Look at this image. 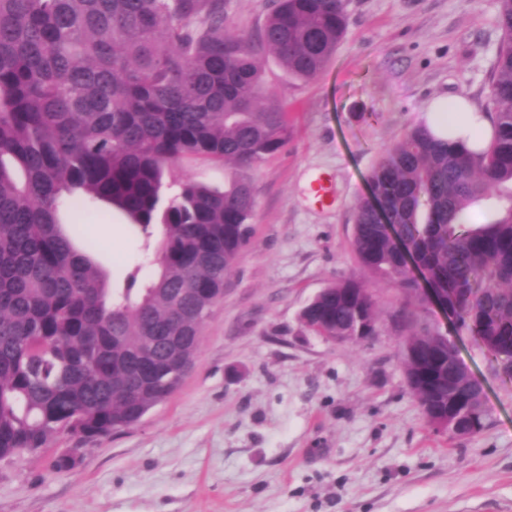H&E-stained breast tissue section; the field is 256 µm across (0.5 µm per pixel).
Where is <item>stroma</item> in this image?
Wrapping results in <instances>:
<instances>
[{
  "instance_id": "obj_1",
  "label": "stroma",
  "mask_w": 512,
  "mask_h": 512,
  "mask_svg": "<svg viewBox=\"0 0 512 512\" xmlns=\"http://www.w3.org/2000/svg\"><path fill=\"white\" fill-rule=\"evenodd\" d=\"M347 30L316 78L265 56V85L288 110L287 147L252 169L249 247L224 277L182 386L137 425L0 461V512H512V380L486 348L431 305L426 322L454 344L483 388L474 435L429 426L409 391L394 322L404 296L353 253L354 216L383 152L425 121L437 97L485 108L503 33L498 0H345ZM333 194L316 203L311 181ZM76 243L114 285L151 273L160 234L144 237L98 202L68 206ZM355 279L370 288L374 336L308 330L306 303ZM78 450L75 466L54 458Z\"/></svg>"
}]
</instances>
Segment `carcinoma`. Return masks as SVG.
I'll return each instance as SVG.
<instances>
[{
	"label": "carcinoma",
	"mask_w": 512,
	"mask_h": 512,
	"mask_svg": "<svg viewBox=\"0 0 512 512\" xmlns=\"http://www.w3.org/2000/svg\"><path fill=\"white\" fill-rule=\"evenodd\" d=\"M504 38L489 80L496 127L483 153L409 129L381 157L374 196L391 222L355 215L358 263L405 297L397 318L417 347L434 342L402 242L429 287L512 379V0H498ZM345 34L344 0H276L258 34L230 27L224 0H0V455L47 446L79 428L101 437L136 424L134 395L115 373L150 336L191 331L249 242L256 187L241 174L288 145V115L266 93L261 52L288 75L317 77ZM185 157L231 164L217 188L166 180ZM506 192L503 216L467 226V207ZM104 202L149 238H162L144 286L121 288L74 243L67 200ZM217 261L204 265L200 253ZM377 322L373 295L346 279L323 289L300 319L320 336L350 335L356 310ZM451 393L409 389L426 411L460 403L468 434L485 426L483 388L448 345ZM184 378L143 392L149 409Z\"/></svg>",
	"instance_id": "obj_1"
}]
</instances>
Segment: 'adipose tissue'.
<instances>
[{
  "label": "adipose tissue",
  "mask_w": 512,
  "mask_h": 512,
  "mask_svg": "<svg viewBox=\"0 0 512 512\" xmlns=\"http://www.w3.org/2000/svg\"><path fill=\"white\" fill-rule=\"evenodd\" d=\"M426 116L436 137L452 146L481 151L494 136L492 122L465 97L436 99L428 105Z\"/></svg>",
  "instance_id": "1"
}]
</instances>
